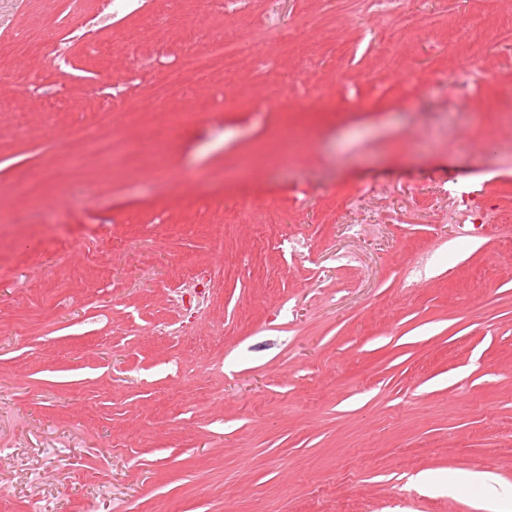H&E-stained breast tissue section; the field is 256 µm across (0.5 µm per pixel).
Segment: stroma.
I'll use <instances>...</instances> for the list:
<instances>
[{"mask_svg": "<svg viewBox=\"0 0 512 512\" xmlns=\"http://www.w3.org/2000/svg\"><path fill=\"white\" fill-rule=\"evenodd\" d=\"M405 11L432 26L390 43ZM269 12L307 58L248 41ZM504 24L512 0H0V512H488L475 472L512 512ZM214 31L240 70L171 100L145 167H68V125ZM452 185L502 223H445ZM372 193L403 222L365 223ZM194 272L199 311L169 293ZM56 171L49 166L31 167L22 182L18 185V191L27 196H33L34 190L45 181L53 180Z\"/></svg>", "mask_w": 512, "mask_h": 512, "instance_id": "1", "label": "stroma"}]
</instances>
